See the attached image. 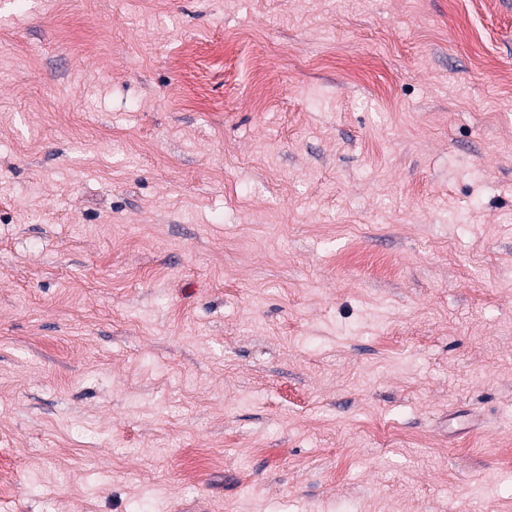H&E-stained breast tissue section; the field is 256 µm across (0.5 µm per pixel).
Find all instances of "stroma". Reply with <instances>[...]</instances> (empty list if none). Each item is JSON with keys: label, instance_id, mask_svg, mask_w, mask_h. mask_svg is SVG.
Wrapping results in <instances>:
<instances>
[{"label": "stroma", "instance_id": "35a3bbf8", "mask_svg": "<svg viewBox=\"0 0 512 512\" xmlns=\"http://www.w3.org/2000/svg\"><path fill=\"white\" fill-rule=\"evenodd\" d=\"M135 502L512 512V0H0V512Z\"/></svg>", "mask_w": 512, "mask_h": 512}]
</instances>
